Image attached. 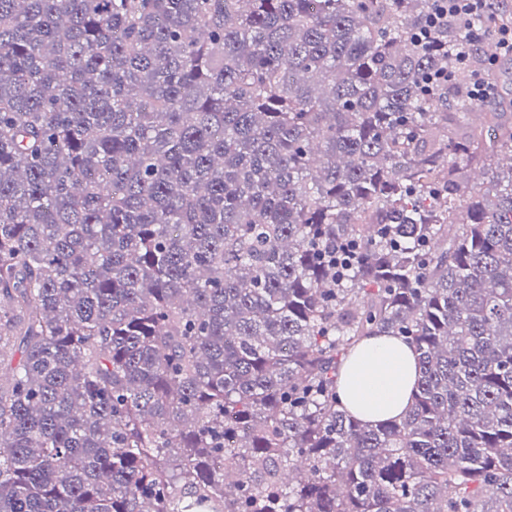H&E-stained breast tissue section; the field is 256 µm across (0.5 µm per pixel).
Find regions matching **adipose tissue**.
<instances>
[{
  "label": "adipose tissue",
  "instance_id": "obj_1",
  "mask_svg": "<svg viewBox=\"0 0 512 512\" xmlns=\"http://www.w3.org/2000/svg\"><path fill=\"white\" fill-rule=\"evenodd\" d=\"M417 378L412 348L393 336L367 338L345 363L340 400L358 418L378 423L405 414Z\"/></svg>",
  "mask_w": 512,
  "mask_h": 512
}]
</instances>
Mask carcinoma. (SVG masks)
I'll use <instances>...</instances> for the list:
<instances>
[{"instance_id":"carcinoma-1","label":"carcinoma","mask_w":512,"mask_h":512,"mask_svg":"<svg viewBox=\"0 0 512 512\" xmlns=\"http://www.w3.org/2000/svg\"><path fill=\"white\" fill-rule=\"evenodd\" d=\"M431 12L0 0V512H512V16ZM416 378L412 348L393 336H372L345 363L339 381L340 400L367 422L399 418L411 403Z\"/></svg>"}]
</instances>
